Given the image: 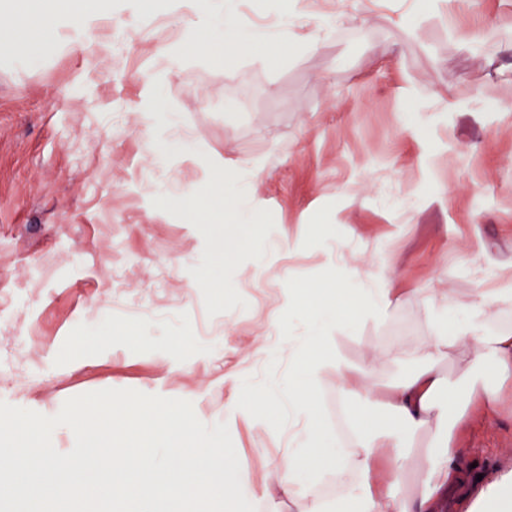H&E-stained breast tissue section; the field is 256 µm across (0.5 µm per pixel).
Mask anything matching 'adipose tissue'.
I'll use <instances>...</instances> for the list:
<instances>
[{"instance_id": "obj_1", "label": "adipose tissue", "mask_w": 512, "mask_h": 512, "mask_svg": "<svg viewBox=\"0 0 512 512\" xmlns=\"http://www.w3.org/2000/svg\"><path fill=\"white\" fill-rule=\"evenodd\" d=\"M111 11L112 0H0V14L12 19L0 23V54L19 46L42 55L88 49L91 32ZM311 291L320 305L303 342L288 347L292 382L274 388L249 414L275 421L288 405L300 422L291 436L297 451L267 464L263 482L287 499L289 512H320L307 491L313 474L335 476L337 512H433L436 494L459 479L460 432L475 416L500 410L512 385V332L488 326L491 310L512 308V289L473 288L452 304L439 289L393 288L384 271L355 268ZM349 298L366 314L426 300L434 333L407 344L418 362L412 373L384 385L375 368L343 352L319 355L326 324L339 319ZM323 378L343 400L370 392L340 445L320 432L314 391Z\"/></svg>"}]
</instances>
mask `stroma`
Segmentation results:
<instances>
[{
	"mask_svg": "<svg viewBox=\"0 0 512 512\" xmlns=\"http://www.w3.org/2000/svg\"><path fill=\"white\" fill-rule=\"evenodd\" d=\"M233 2L247 31L288 23L303 51L276 72L259 57L172 71L161 129L141 110L145 78L157 46L198 20L192 0L113 11L90 51L20 48L0 63V297L12 303L0 401L53 416L72 397L133 389L183 397L212 425L241 392L287 382L288 343L311 320L294 288L386 261L391 287L442 288L453 302L512 288V0ZM178 131L185 153L158 160L155 140ZM212 162L251 171L249 204L272 212L281 244L236 270L246 308L213 317L189 273L202 235L152 205L204 186ZM325 333L389 382L415 366L406 342L433 329L414 302L382 319L348 313ZM103 336V356L74 361L78 339ZM229 430L246 498L287 512L254 479L284 451L287 422ZM509 442L511 408L473 418L462 473L506 475Z\"/></svg>",
	"mask_w": 512,
	"mask_h": 512,
	"instance_id": "35a3bbf8",
	"label": "stroma"
}]
</instances>
